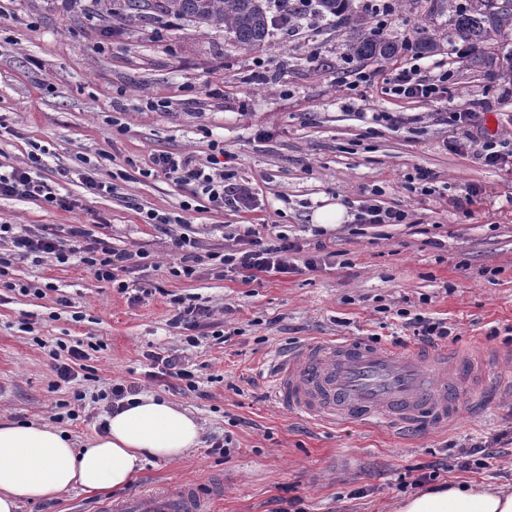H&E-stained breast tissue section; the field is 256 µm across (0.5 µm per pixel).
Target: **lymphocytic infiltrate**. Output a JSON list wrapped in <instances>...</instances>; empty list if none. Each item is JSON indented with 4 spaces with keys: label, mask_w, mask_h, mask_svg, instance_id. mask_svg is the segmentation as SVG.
<instances>
[{
    "label": "lymphocytic infiltrate",
    "mask_w": 512,
    "mask_h": 512,
    "mask_svg": "<svg viewBox=\"0 0 512 512\" xmlns=\"http://www.w3.org/2000/svg\"><path fill=\"white\" fill-rule=\"evenodd\" d=\"M447 75H440L430 83L421 82L415 67L404 65L394 67L387 79L389 93L404 98L440 99L447 92ZM476 115L469 110L452 112L448 121L457 132L455 145L459 148L478 146L485 164L494 168L512 166V148L505 143L487 140L475 144L471 129ZM224 147L212 143L211 154L206 161H198L193 155L162 152L153 156L147 176L164 174L187 189L189 199L183 202V209H190L192 203L205 202L220 208L232 205L238 209H250L254 201L252 189L234 182L232 174L224 170ZM41 154L31 153L26 165L0 172V197L37 200L64 210L73 209L74 204L59 196L51 186L36 177V169L42 168ZM235 246L222 252L202 256L197 251V241L188 232L172 234L171 245L177 257L171 274L177 278L195 275L203 261H211L218 276L234 274L253 280L258 274H294L298 269L314 271L320 263V254L326 248L324 241H316L313 253H305L304 246L297 238L286 233H276L269 240L256 237L252 229L234 233ZM10 241L8 252H0V288L15 290V283L9 279L13 265L28 260L37 262L51 256L65 263L79 258L85 268L100 281L117 283L120 292H127L128 286L118 283L122 273H134L140 267L146 254L140 250H117L104 237L96 234L87 224L70 225L66 232H59L52 224L32 228L25 224H0V241ZM302 257L301 265L291 264L289 255ZM169 303L174 309L170 319L172 327L184 329V340L189 346H196L200 337L212 334L214 340L223 341L222 330L213 328L212 312L208 307L191 303L188 298L171 294ZM147 358L155 369L157 377H171L184 381L188 390L197 388V372L176 350L158 348L149 351Z\"/></svg>",
    "instance_id": "f902f5d3"
}]
</instances>
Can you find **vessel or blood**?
<instances>
[{
  "instance_id": "1",
  "label": "vessel or blood",
  "mask_w": 512,
  "mask_h": 512,
  "mask_svg": "<svg viewBox=\"0 0 512 512\" xmlns=\"http://www.w3.org/2000/svg\"><path fill=\"white\" fill-rule=\"evenodd\" d=\"M447 355L404 353L363 339L315 340L276 357V398L307 419L384 423L394 429L444 426L457 408L448 390ZM196 485L111 504V512H208Z\"/></svg>"
}]
</instances>
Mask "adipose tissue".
<instances>
[{
	"instance_id": "obj_1",
	"label": "adipose tissue",
	"mask_w": 512,
	"mask_h": 512,
	"mask_svg": "<svg viewBox=\"0 0 512 512\" xmlns=\"http://www.w3.org/2000/svg\"><path fill=\"white\" fill-rule=\"evenodd\" d=\"M107 422L82 449L51 425L0 422V512H17L23 498L124 487L146 457H182L202 432L192 412L151 394ZM396 512H512V488L459 482L409 496Z\"/></svg>"
}]
</instances>
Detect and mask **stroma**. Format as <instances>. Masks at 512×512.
I'll return each instance as SVG.
<instances>
[{"instance_id":"1","label":"stroma","mask_w":512,"mask_h":512,"mask_svg":"<svg viewBox=\"0 0 512 512\" xmlns=\"http://www.w3.org/2000/svg\"><path fill=\"white\" fill-rule=\"evenodd\" d=\"M393 6L383 34L405 51L359 61L347 54L353 29L326 23L271 35L267 52L252 53L224 30L184 17L154 12L126 22L103 19L95 0H0V167L24 165L41 147V178L76 202L66 211L0 199V223L103 225L113 247L145 252L135 278L157 288L134 303L77 260L17 264L15 282L43 293H0V418L48 424L78 392L86 416L60 428L79 444L106 417L98 392L121 382L189 409L203 429L186 456L148 458L127 487L25 500L20 512H104L114 499L186 483L220 485L213 512H277L293 498L302 512H394L415 467L445 465L476 444L494 447L489 467L443 468L437 484L512 485V392L462 395L448 425L401 432L314 422L272 393L275 357L312 339L418 349L401 309L447 322L452 334L442 346L451 353L512 354V171L454 150L448 123L449 111L478 100L488 109L474 137L512 144V65L456 57L448 0ZM421 34L439 49L415 61L407 46ZM410 62L424 79L447 74V99L386 93L388 72ZM356 71L368 78L369 103L349 88ZM375 112L391 113L394 123L373 121ZM214 141L235 178L254 188L251 210L185 211L181 187L141 175L153 154L202 161ZM420 170L428 181L416 180ZM87 174L116 182L117 192H89ZM471 187L481 192L473 205L465 200ZM375 191L405 211L403 223L359 222ZM329 202L347 218L328 228L324 264L250 282L217 277L207 264L193 278L173 277L168 227L144 221L155 210L190 225L203 255L233 248L230 232L247 227L311 243L314 213ZM169 290L209 306L224 344L184 348L180 329L168 324ZM60 341L98 344L92 378L54 387L49 351ZM159 346L185 349L200 368L198 391L147 378L145 355ZM226 436L230 448L213 451Z\"/></svg>"}]
</instances>
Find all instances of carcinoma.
Segmentation results:
<instances>
[{
	"mask_svg": "<svg viewBox=\"0 0 512 512\" xmlns=\"http://www.w3.org/2000/svg\"><path fill=\"white\" fill-rule=\"evenodd\" d=\"M352 2L317 0V14L332 17L340 27L358 25V35L349 43L352 58L376 61L396 57L399 44L375 30L364 31L368 23L359 22ZM157 8L198 24L222 27L248 51L259 53L268 47L273 22L266 0H121L117 17L128 21L140 19ZM448 40L461 41L473 49L475 63L491 66L501 55L512 60V0H465L454 6L449 17Z\"/></svg>",
	"mask_w": 512,
	"mask_h": 512,
	"instance_id": "obj_1",
	"label": "carcinoma"
}]
</instances>
